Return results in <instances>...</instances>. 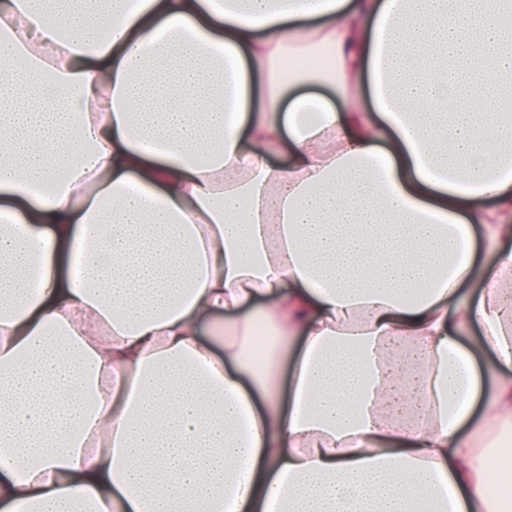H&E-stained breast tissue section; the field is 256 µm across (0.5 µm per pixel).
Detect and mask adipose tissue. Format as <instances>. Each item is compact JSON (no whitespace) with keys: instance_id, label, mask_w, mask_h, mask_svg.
<instances>
[{"instance_id":"ef3b65f1","label":"adipose tissue","mask_w":512,"mask_h":512,"mask_svg":"<svg viewBox=\"0 0 512 512\" xmlns=\"http://www.w3.org/2000/svg\"><path fill=\"white\" fill-rule=\"evenodd\" d=\"M477 403L512 0H0L9 512H506ZM494 263V254L487 250L482 242L479 243L475 258V273L462 287V291L465 295L472 299H476L480 296L483 289L486 287V274L491 270ZM468 336L469 337L463 339V345L472 352L481 372L482 389L486 390L492 383L491 377L488 374V370L494 366L495 358L492 354L477 346V340L479 337L478 326H473Z\"/></svg>"}]
</instances>
